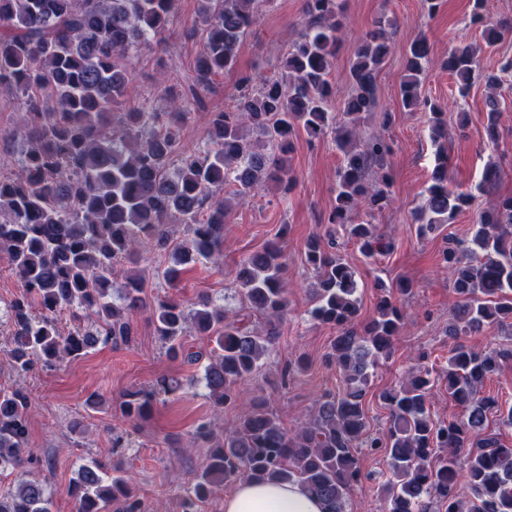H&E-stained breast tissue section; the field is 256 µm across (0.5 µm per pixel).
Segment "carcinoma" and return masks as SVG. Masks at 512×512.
<instances>
[{
  "label": "carcinoma",
  "instance_id": "obj_1",
  "mask_svg": "<svg viewBox=\"0 0 512 512\" xmlns=\"http://www.w3.org/2000/svg\"><path fill=\"white\" fill-rule=\"evenodd\" d=\"M266 2L200 0L203 28L193 26L189 35L202 39V49L189 93L174 112H156L145 100L126 113L127 121L112 125L111 111L132 80L122 58L138 45L162 43L177 0H0V89L23 99L21 124L9 134L20 143L22 173L0 178V251L7 253L24 288L5 312L11 333L3 352L17 376L82 357L99 344L130 343L134 330L128 315L147 308L148 298L144 280L130 275L120 303H114L115 265L133 260L150 241L167 246L171 217L185 224L187 237L172 247L171 264L158 278L172 284L180 267L221 256L228 208L220 197L224 187L232 184L236 193L250 194L272 180L291 190L295 179L287 153L301 132L310 139L334 133L341 155L327 223L341 226L368 259L392 249L374 225L353 218L361 207L373 213L389 203L388 190L370 187L368 176L387 165L393 143L364 138L360 127L377 105V75L391 47L381 25L367 36L349 65L351 91L343 109L330 112L341 0H305L308 21L290 46L283 70L255 89L249 78L241 79L235 106L211 113L203 153L183 155L173 164L184 110L210 89L213 76L233 69L237 49ZM471 23L480 27L489 47L512 33L511 24L490 21L485 0H473ZM406 57L402 104L408 110L429 109L437 142L446 137L442 106L422 95L430 64L426 37L415 39ZM442 66L462 98L475 83L485 82V130L496 140L499 114L512 106L497 93L512 60L489 72L481 69L475 50L463 48L450 51ZM437 160L432 184L414 214L421 235L449 223L474 198L469 189H448L442 146ZM336 246L332 233L325 242L311 239L305 264L316 276L310 316L336 329L329 358L341 370L344 389L323 394L314 416L295 431L264 403L247 401L240 389L275 344L276 322L288 312L280 243L243 260L235 275L241 296L267 318L265 334L245 329L205 297L191 310L174 299L152 307L166 353L189 364L208 359V397L239 410L235 430L224 438L209 422L195 427L194 439L209 444L210 454L193 488L182 496L181 512H199L215 488L249 479L297 483L324 502L325 512H348L350 490L366 479L357 448L382 451L389 460L393 479L386 488L387 512H428L431 497L444 504V512H512V445L495 431L484 432L491 414L498 415L501 426L512 427V407L504 411L497 398L481 395L485 379L512 353L455 343L447 367L436 372L419 366L399 388L379 395L388 410L387 427L381 437L369 435L364 397L405 324L396 296L411 295L413 284L401 279L394 293L380 284L376 315L358 329L356 271ZM440 263L448 268L456 294L449 335L471 336L494 326L512 329V196L498 197L481 212L471 239L442 250ZM63 309L73 318L66 333L57 327L56 314ZM193 332L214 343L209 355L183 350V337ZM439 382L464 409L462 419L431 421L430 396ZM179 388L178 380L164 377L149 392H126L119 404L122 418L145 417L159 395ZM32 408L26 389H0V471L40 462L28 448ZM475 434L481 438L472 440ZM464 450L468 463L462 472L458 456ZM68 493L76 512H147L127 473L97 459L79 467ZM50 505L51 494L38 480L22 478L15 490L0 495V512H50Z\"/></svg>",
  "mask_w": 512,
  "mask_h": 512
}]
</instances>
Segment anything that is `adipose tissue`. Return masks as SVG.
<instances>
[{
    "label": "adipose tissue",
    "mask_w": 512,
    "mask_h": 512,
    "mask_svg": "<svg viewBox=\"0 0 512 512\" xmlns=\"http://www.w3.org/2000/svg\"><path fill=\"white\" fill-rule=\"evenodd\" d=\"M224 512H323L322 502L296 483L241 481Z\"/></svg>",
    "instance_id": "ef3b65f1"
}]
</instances>
